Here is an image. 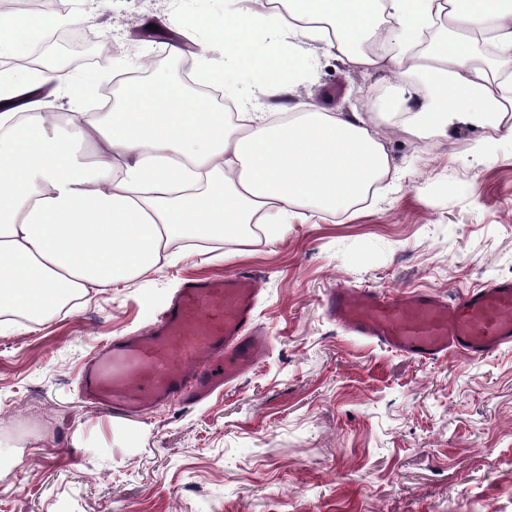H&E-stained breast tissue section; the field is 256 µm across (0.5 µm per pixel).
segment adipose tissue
Instances as JSON below:
<instances>
[{
    "label": "adipose tissue",
    "instance_id": "adipose-tissue-1",
    "mask_svg": "<svg viewBox=\"0 0 512 512\" xmlns=\"http://www.w3.org/2000/svg\"><path fill=\"white\" fill-rule=\"evenodd\" d=\"M224 0L223 62L198 72L210 85L260 77L286 90L309 66L294 40L325 42L349 67L387 66L396 85L390 109L406 107L405 130L441 138L457 125L486 130L478 153L491 159L497 139H512V0H274L241 11ZM458 32L419 54L437 22ZM56 16L32 21L0 13V54H24ZM386 27L382 57L360 44ZM489 36L477 56L463 33ZM61 90L73 110L0 111V314L54 317L74 296L174 265L183 239H241L249 224L276 233L297 208L347 210L390 172L385 135L366 112H323L299 102L271 121L238 101L237 113L193 96L166 75L115 88L112 111L81 112L88 81L61 70L0 72V101L32 87Z\"/></svg>",
    "mask_w": 512,
    "mask_h": 512
}]
</instances>
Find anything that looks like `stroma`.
<instances>
[{
  "mask_svg": "<svg viewBox=\"0 0 512 512\" xmlns=\"http://www.w3.org/2000/svg\"><path fill=\"white\" fill-rule=\"evenodd\" d=\"M74 27L112 37V56L67 47L72 74L96 81L102 108L138 57L192 78L196 42L215 35L224 0H61ZM211 25L189 34L180 14ZM288 93L264 90L263 111L296 102L370 112L393 127L390 181L344 213L296 210L280 233L182 245L175 266L81 299L50 321L0 332V440L17 470L0 477V512H512V347L422 363L355 336L328 315L339 285L444 298L512 279V141L491 160L479 128L442 139L395 128L381 108L387 70L345 65L320 41ZM253 271L271 338L261 365L204 403L140 415L86 404L79 381L112 338L147 331L185 279ZM30 430L43 434L13 447Z\"/></svg>",
  "mask_w": 512,
  "mask_h": 512,
  "instance_id": "stroma-1",
  "label": "stroma"
}]
</instances>
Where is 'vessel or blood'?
Listing matches in <instances>:
<instances>
[{"label":"vessel or blood","instance_id":"b4317fda","mask_svg":"<svg viewBox=\"0 0 512 512\" xmlns=\"http://www.w3.org/2000/svg\"><path fill=\"white\" fill-rule=\"evenodd\" d=\"M259 291L245 270L188 282L148 333L115 339L95 354L82 392L116 413L205 401L258 367L270 348L256 324ZM326 307L354 335L421 362L487 356L512 345V280L450 300L344 286L328 295Z\"/></svg>","mask_w":512,"mask_h":512}]
</instances>
